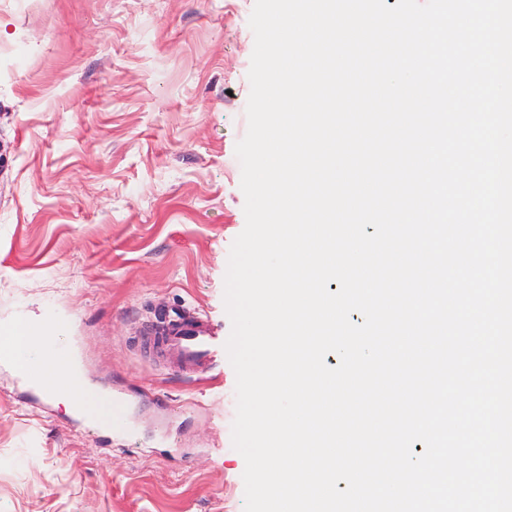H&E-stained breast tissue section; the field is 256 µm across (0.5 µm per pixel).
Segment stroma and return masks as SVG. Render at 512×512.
I'll return each mask as SVG.
<instances>
[{"label":"stroma","instance_id":"35a3bbf8","mask_svg":"<svg viewBox=\"0 0 512 512\" xmlns=\"http://www.w3.org/2000/svg\"><path fill=\"white\" fill-rule=\"evenodd\" d=\"M255 0H0V325L58 312L107 429L0 360V512H244L235 372L186 378L158 313L220 339L245 226Z\"/></svg>","mask_w":512,"mask_h":512}]
</instances>
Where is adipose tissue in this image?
Instances as JSON below:
<instances>
[{
	"label": "adipose tissue",
	"instance_id": "1",
	"mask_svg": "<svg viewBox=\"0 0 512 512\" xmlns=\"http://www.w3.org/2000/svg\"><path fill=\"white\" fill-rule=\"evenodd\" d=\"M60 335L59 328H47L44 342L32 348V361L41 371V384L51 389L57 402L82 413L91 421L108 422L111 412L104 399L84 389L75 365L68 358L55 355Z\"/></svg>",
	"mask_w": 512,
	"mask_h": 512
}]
</instances>
